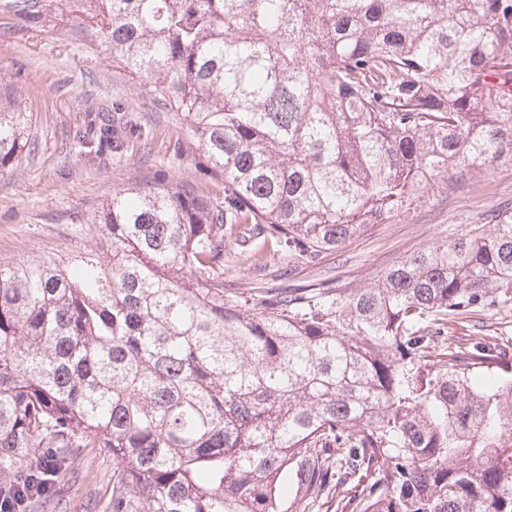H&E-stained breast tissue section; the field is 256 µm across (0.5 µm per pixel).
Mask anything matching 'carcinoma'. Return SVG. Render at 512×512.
<instances>
[{
    "label": "carcinoma",
    "mask_w": 512,
    "mask_h": 512,
    "mask_svg": "<svg viewBox=\"0 0 512 512\" xmlns=\"http://www.w3.org/2000/svg\"><path fill=\"white\" fill-rule=\"evenodd\" d=\"M224 173V206L116 190L73 262L0 263V489L89 448L112 512H512V217L362 288H224V249L313 263L415 187L512 165V0H84ZM0 109V167L26 147ZM473 318H470L472 321L470 322V325L466 324V328H464L465 330H457L455 331V333H451V335H454V336H473L474 333L472 332H475V330L471 327L472 323H476L478 325H484L485 327L483 328L485 331L484 332H489V333H495V332H503L504 335H501V336H512V323L511 324H504V321L505 320H501L500 316L499 315H493L492 313H481V314H476L474 316H472ZM507 325H509V327H506ZM505 329H506V332H505Z\"/></svg>",
    "instance_id": "cac0c4a2"
}]
</instances>
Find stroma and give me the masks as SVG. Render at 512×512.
Here are the masks:
<instances>
[{
    "mask_svg": "<svg viewBox=\"0 0 512 512\" xmlns=\"http://www.w3.org/2000/svg\"><path fill=\"white\" fill-rule=\"evenodd\" d=\"M31 17L0 0V108L21 113L31 153L0 168V262L68 264L95 245L96 210L112 190L166 181L211 204L224 176L209 168L180 113L169 111L113 63L83 0H29ZM111 123L116 137L99 146ZM512 215V165L499 164L445 189L412 190L385 224L369 225L311 264L263 250L224 256V286L360 288L438 240ZM112 458L88 449L66 475L52 512H112Z\"/></svg>",
    "mask_w": 512,
    "mask_h": 512,
    "instance_id": "stroma-1",
    "label": "stroma"
}]
</instances>
